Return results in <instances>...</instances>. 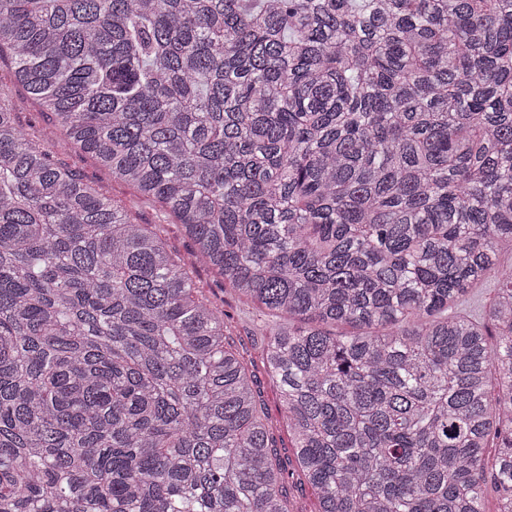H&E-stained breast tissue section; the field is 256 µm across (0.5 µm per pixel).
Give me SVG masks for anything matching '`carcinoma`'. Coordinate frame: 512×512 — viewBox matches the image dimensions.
<instances>
[{
	"instance_id": "carcinoma-1",
	"label": "carcinoma",
	"mask_w": 512,
	"mask_h": 512,
	"mask_svg": "<svg viewBox=\"0 0 512 512\" xmlns=\"http://www.w3.org/2000/svg\"><path fill=\"white\" fill-rule=\"evenodd\" d=\"M3 52L193 251L0 105V512H294L198 264L318 512H512V0H0ZM196 282L200 294L209 300L224 306V313L230 318V342L245 356L255 361L254 374L255 390L266 408L269 417L276 426L274 436L278 452L287 462L294 459L293 445L288 430L281 421V404L276 384L264 372L254 348L257 336L266 331L267 327L276 323L277 318L268 314L256 302L247 300L236 294L230 288L222 289V280L215 272L199 268L196 273Z\"/></svg>"
}]
</instances>
